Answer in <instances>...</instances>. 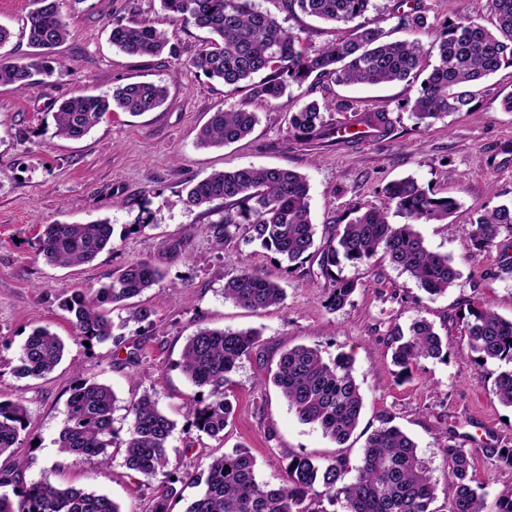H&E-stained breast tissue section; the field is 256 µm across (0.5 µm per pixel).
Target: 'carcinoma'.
I'll use <instances>...</instances> for the list:
<instances>
[{"label": "carcinoma", "instance_id": "cac0c4a2", "mask_svg": "<svg viewBox=\"0 0 512 512\" xmlns=\"http://www.w3.org/2000/svg\"><path fill=\"white\" fill-rule=\"evenodd\" d=\"M295 9L328 23L351 22L362 17L372 0H285ZM24 27L30 52L17 58L4 47L12 37L0 25V86L23 92L36 77L53 74L52 53L74 37L60 11V0H33ZM163 14L112 21L110 42L128 56H159L169 46L168 27L180 21L207 31L206 41L186 63L211 80L243 87L247 97L231 109L218 108L200 129L201 147H224L249 136L258 122L254 102L269 103L287 89L302 86L310 77L330 78L339 85L376 86L410 81L422 73L416 96L408 101L420 120L435 119L450 112H468L473 85L512 66V0H490L494 28L474 22H450L435 33L429 47L418 39L391 41L378 27L358 24L345 37L317 50L300 46L301 37L262 10L256 0H160ZM416 32L429 27L421 10L401 17ZM168 87L149 82L117 85L102 96L74 95L53 114L55 135L80 139L103 117L116 109L134 116L162 107ZM329 105L316 100L291 113L287 136L314 141L340 136L341 129L327 121ZM355 125L385 137L393 131L390 111L382 106L370 112H353ZM309 184L302 174L274 167H242L218 170L188 185L185 204L212 210L220 201L219 218L205 226L216 247L228 249L240 234L261 248L279 255L288 268L299 267L315 244V224ZM459 203L439 197L412 177L394 181L382 191V202L366 210L356 208L355 217L333 226L326 242L316 249L322 274L333 283L327 308L343 309L357 284L341 277L342 264L367 261L375 256L388 260L414 278L429 295L444 294L460 277L452 257L428 248L418 224L455 225L448 218ZM404 219L392 224L389 214ZM467 236L479 250L501 253V270L512 272V257L505 242L512 239V205H501L476 218ZM112 239L107 219L89 224H47L38 240V255L52 265L73 267L92 262ZM164 278L163 269L150 260H140L112 272L110 281L91 294L76 292L64 302L71 315L73 336L80 341L119 346L124 337L114 334V323L105 305L127 306V321L150 320L153 310L145 304L126 305ZM224 298L237 306L259 311L285 300L280 283L241 266L224 282ZM467 335L472 361L495 360L509 365L494 380L493 391L505 406L512 407V319L489 307L470 305L459 317ZM393 364L407 373L420 361L448 357V341L434 325L422 318L407 329L394 327L388 336ZM255 330L201 328L190 336L182 350V370L198 388L201 398L186 404V417L197 431L212 439H224L232 413L228 392L231 372L258 346ZM65 343L44 326L36 327L20 348L17 374L40 378L62 361ZM273 384L298 420L319 428L343 445L358 427L364 396L353 375V358L340 354L325 361L318 349L297 345L284 351L272 375ZM116 396L108 385L77 377L67 400V420L58 440L64 455L95 458L105 466L112 461L109 449L119 448L127 469L148 479L163 477V492L154 498L149 512H171L169 501L180 497L177 484H204L185 512H327L323 501L341 503V512H435L439 482L419 457L416 443L389 418L367 436L360 463L334 456L317 460L305 455L289 457L285 478L279 483L257 477L250 451L236 446L210 458L203 480L169 469V439L176 423L159 410L145 393L130 401L126 438L115 442L112 413ZM27 410L19 401L0 400V455L19 444L26 429ZM512 470V448L493 442L467 450L453 443L444 449L446 512H512V488L499 493L494 503L474 472L473 452ZM21 466L0 470V512H123L109 496L61 486L48 479L23 482ZM353 478H348L350 472Z\"/></svg>", "mask_w": 512, "mask_h": 512}]
</instances>
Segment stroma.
Here are the masks:
<instances>
[{
	"instance_id": "stroma-1",
	"label": "stroma",
	"mask_w": 512,
	"mask_h": 512,
	"mask_svg": "<svg viewBox=\"0 0 512 512\" xmlns=\"http://www.w3.org/2000/svg\"><path fill=\"white\" fill-rule=\"evenodd\" d=\"M258 3L311 50L352 29L348 23L326 24L289 13L283 0ZM414 7L432 25L417 34L426 45L434 38V27L444 22L466 19L488 27L494 20L489 0H373L363 20L401 38L400 15ZM60 9L75 36L56 49L53 75L22 93L0 87V399L21 401L27 409L28 428L14 454L23 463L24 482L47 476L62 485L95 490L118 502L123 512H147L157 497L159 480L127 469L122 457L106 467L58 453L55 441L80 375L115 392L112 427L121 437L128 427V403L151 394L176 423L168 448L171 467L193 474L202 473L211 456L238 444L250 449L258 477L272 482L282 478L294 454L317 459L343 454L355 465L367 434L384 416L416 442L419 456L438 477L447 442L463 446L484 432L512 447V408L492 393L504 365L491 360L479 366L468 360L467 337L458 320L473 303L489 304L512 318V273L501 272L499 251L475 250L466 236L480 214L512 203V112L502 109L504 96L512 93V67L475 86L472 111L428 123L419 122L408 106L419 89L415 82L294 86L272 103L254 104L258 122L246 139L203 148L197 133L211 112L243 99L242 93L185 68L202 44L203 31L178 24L171 51L131 57L110 44V24L154 16L159 0H60ZM141 81L168 86L162 108L139 116L107 114L79 139L55 136L53 114L63 100L103 95L117 85ZM313 99L330 104L327 116L339 125L350 119L336 109L339 100H349L361 112L387 106L394 130L349 143L289 138V113ZM22 130L27 133L23 140L18 137ZM249 166L284 167L305 175L321 237L334 224L348 221L353 208L379 205L383 188L407 176L437 195L456 199L459 207L451 218L456 233L442 224H421L417 230L431 250L452 256L459 279L447 293L432 296L381 258L347 263L342 275L357 288L350 304L329 311L331 283L322 275L318 257L291 270L244 237L230 250L219 249L203 231L212 213L185 205L190 180ZM146 210L153 220L143 227L138 219ZM104 218L112 224V246L91 263L53 267L39 256L43 225ZM185 236L190 239L189 259H170L166 243ZM143 259L165 273L142 296L154 310L150 321L125 323V310L117 308L111 317L121 325L125 344L88 347L75 340L64 301L75 291H94L114 270ZM241 262L278 281L286 290L283 304L253 312L225 300L224 281ZM417 318L432 322L447 337L448 358L421 361L404 376L391 361L387 337L393 327H408ZM37 326L64 340L65 355L47 376L24 378L16 372L20 347ZM201 327L260 334L258 347L231 374L233 414L220 441L191 429L185 415V403L196 388L182 371L181 354L187 338ZM298 344L318 348L327 361L341 353L353 358L365 408L345 445L301 423L267 379L280 355ZM11 457L1 455L0 466H9Z\"/></svg>"
}]
</instances>
